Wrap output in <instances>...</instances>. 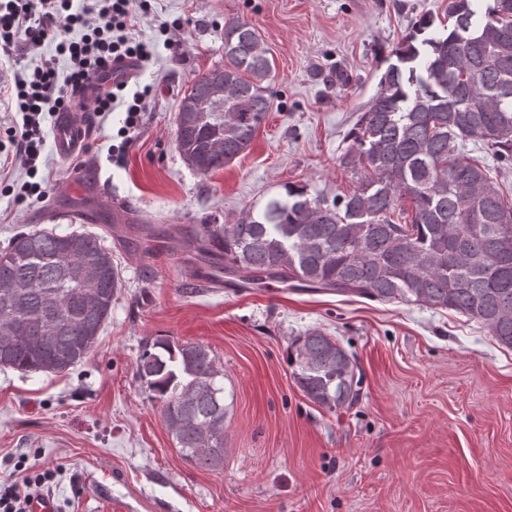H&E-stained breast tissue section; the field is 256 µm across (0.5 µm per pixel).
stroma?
Segmentation results:
<instances>
[{
    "instance_id": "1",
    "label": "stroma",
    "mask_w": 512,
    "mask_h": 512,
    "mask_svg": "<svg viewBox=\"0 0 512 512\" xmlns=\"http://www.w3.org/2000/svg\"><path fill=\"white\" fill-rule=\"evenodd\" d=\"M448 0H151L132 35L154 55L129 88L151 86L140 131L118 156L125 113L86 112L81 150L45 140V200L0 194V247L33 227L104 237L123 286L84 362L63 373L0 368V482L45 474L54 512H512V349L451 310L380 304L273 283L208 287L181 255L148 254L109 226L113 201L178 237L262 212L288 187L353 192L348 137L385 56ZM253 24L274 59L273 106L249 150L210 176L176 144L181 94L224 62V24ZM180 20L179 52L160 23ZM350 78L336 83L337 72ZM102 194L71 192L73 170ZM310 329L354 355L358 401L330 410L288 365ZM199 342L224 367V466L183 459L161 405L136 374L147 342Z\"/></svg>"
}]
</instances>
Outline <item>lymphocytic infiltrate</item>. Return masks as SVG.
Here are the masks:
<instances>
[{
	"label": "lymphocytic infiltrate",
	"mask_w": 512,
	"mask_h": 512,
	"mask_svg": "<svg viewBox=\"0 0 512 512\" xmlns=\"http://www.w3.org/2000/svg\"><path fill=\"white\" fill-rule=\"evenodd\" d=\"M150 0H91L80 11H73L71 0H0V52L14 62H22L34 50L50 44L56 58H44L30 70L17 71L12 95L19 122L9 128L7 142L0 143V185L9 184L16 163H23L27 179L18 188L19 197L45 198L47 190L38 182L43 141L44 116L69 112L75 97L86 86H93L90 99L93 112L105 115L116 103L125 106L126 118L119 134L131 142L139 131L151 87L123 93L128 75L113 74L115 64L134 68L146 66L152 50L131 35L138 13L148 12ZM67 57V71H59L57 57ZM113 81H106V74Z\"/></svg>",
	"instance_id": "f902f5d3"
}]
</instances>
